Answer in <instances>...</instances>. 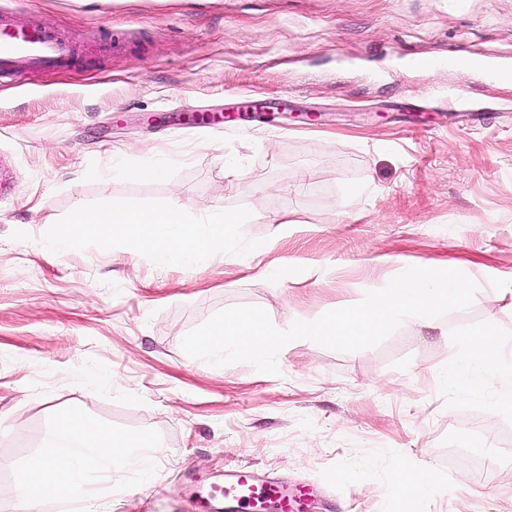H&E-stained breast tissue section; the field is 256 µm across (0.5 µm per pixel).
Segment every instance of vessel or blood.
<instances>
[{
    "label": "vessel or blood",
    "mask_w": 512,
    "mask_h": 512,
    "mask_svg": "<svg viewBox=\"0 0 512 512\" xmlns=\"http://www.w3.org/2000/svg\"><path fill=\"white\" fill-rule=\"evenodd\" d=\"M77 48L66 34L46 28L23 10L0 9V86L23 87L33 77L69 66ZM222 498L235 512H251L258 502L275 501L279 512H305L317 498V491L306 485L264 480L246 467L227 473Z\"/></svg>",
    "instance_id": "obj_1"
}]
</instances>
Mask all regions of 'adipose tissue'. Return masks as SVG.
Returning <instances> with one entry per match:
<instances>
[{
    "label": "adipose tissue",
    "instance_id": "obj_1",
    "mask_svg": "<svg viewBox=\"0 0 512 512\" xmlns=\"http://www.w3.org/2000/svg\"><path fill=\"white\" fill-rule=\"evenodd\" d=\"M504 341L497 330L485 329L467 341V355L443 382L462 389L473 378L500 374L504 368ZM46 453L31 458L17 486L24 512H39L49 499L69 496L91 500V475L108 476L114 463L131 462L139 482H147L153 469L156 442L150 435L122 437L80 409L56 416L49 423ZM440 485L431 470L403 464L394 477V493L402 501L418 504L438 493Z\"/></svg>",
    "mask_w": 512,
    "mask_h": 512
}]
</instances>
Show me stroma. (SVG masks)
<instances>
[{"mask_svg":"<svg viewBox=\"0 0 512 512\" xmlns=\"http://www.w3.org/2000/svg\"><path fill=\"white\" fill-rule=\"evenodd\" d=\"M75 34L73 68L0 87V512L43 453L53 416L78 407L159 444L149 487L125 463L93 505L40 512H210L225 469L320 486L352 512H408L394 470L428 466L419 512H512V409L494 382L460 394L438 376L494 323L512 340V88L438 53L512 59V0H0ZM125 29L120 52L100 38ZM456 88L491 117L448 110ZM168 160L167 178L110 175L113 154ZM234 170H227V162ZM171 199L196 216L244 207L258 255L160 267L120 247L64 255L41 238L102 200ZM455 265L472 306L409 318L380 346L296 340L279 375L184 354L220 309L263 307L288 328L358 302L396 273ZM107 375L103 389L89 370ZM348 478H340L341 470Z\"/></svg>","mask_w":512,"mask_h":512,"instance_id":"1","label":"stroma"}]
</instances>
